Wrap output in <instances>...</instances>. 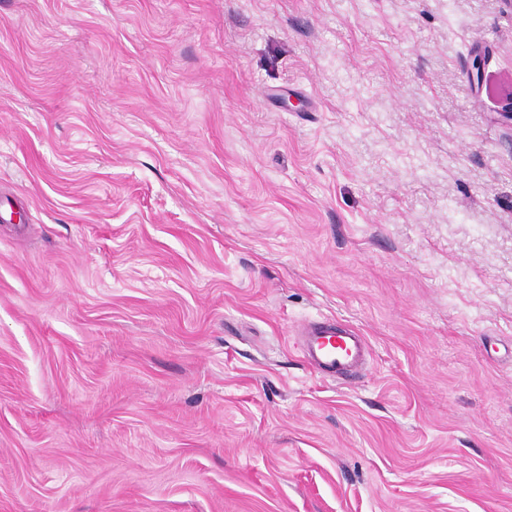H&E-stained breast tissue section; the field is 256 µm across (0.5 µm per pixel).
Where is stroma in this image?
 <instances>
[{"label":"stroma","mask_w":512,"mask_h":512,"mask_svg":"<svg viewBox=\"0 0 512 512\" xmlns=\"http://www.w3.org/2000/svg\"><path fill=\"white\" fill-rule=\"evenodd\" d=\"M511 105L505 0H0V512H512ZM305 355L308 362L329 372L338 381L341 372L365 361L366 341L356 331H337L330 324L319 323L306 328Z\"/></svg>","instance_id":"stroma-1"}]
</instances>
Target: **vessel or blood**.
Instances as JSON below:
<instances>
[{"label": "vessel or blood", "mask_w": 512, "mask_h": 512, "mask_svg": "<svg viewBox=\"0 0 512 512\" xmlns=\"http://www.w3.org/2000/svg\"><path fill=\"white\" fill-rule=\"evenodd\" d=\"M305 355L308 362L340 379L343 370L362 365L366 341L356 331H337L325 323L305 330Z\"/></svg>", "instance_id": "b4317fda"}]
</instances>
